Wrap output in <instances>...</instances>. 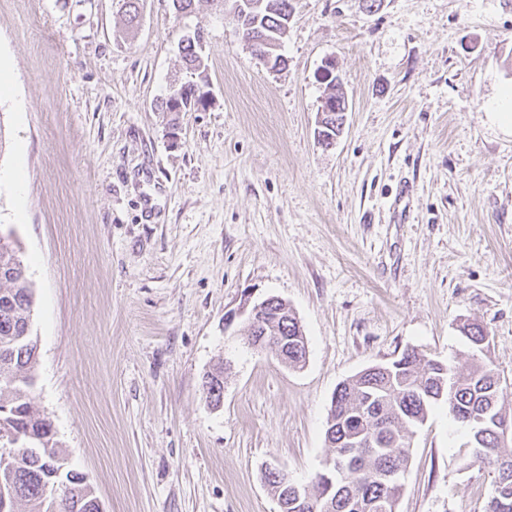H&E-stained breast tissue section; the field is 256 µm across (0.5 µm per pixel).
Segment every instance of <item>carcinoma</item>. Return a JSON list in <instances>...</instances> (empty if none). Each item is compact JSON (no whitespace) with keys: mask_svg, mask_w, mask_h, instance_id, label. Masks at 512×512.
Listing matches in <instances>:
<instances>
[{"mask_svg":"<svg viewBox=\"0 0 512 512\" xmlns=\"http://www.w3.org/2000/svg\"><path fill=\"white\" fill-rule=\"evenodd\" d=\"M291 15L290 0H264L241 21L253 38L282 41ZM179 51L191 79L176 89L182 111L207 105L206 69L198 43L184 38ZM334 102L328 124L345 109L344 96L330 85ZM10 237L0 242V512H97L96 496L84 476L64 466L52 422L32 405L37 343L31 335L34 291L24 261ZM461 332L473 349L471 365L457 372L415 348L388 363L370 366L336 388L330 416L336 430L326 433L333 458L354 442L343 464L332 474L323 469L301 491L266 475L281 512H396L402 485L388 474L405 470L414 429L423 425L440 402L448 416L466 427L473 443L466 465L487 467L494 474L485 512H512V412L500 402L501 376L487 359L486 330L468 324ZM288 365L306 361L301 327L288 318ZM20 435V443L10 440Z\"/></svg>","mask_w":512,"mask_h":512,"instance_id":"cac0c4a2","label":"carcinoma"}]
</instances>
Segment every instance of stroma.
Masks as SVG:
<instances>
[{
    "instance_id": "obj_1",
    "label": "stroma",
    "mask_w": 512,
    "mask_h": 512,
    "mask_svg": "<svg viewBox=\"0 0 512 512\" xmlns=\"http://www.w3.org/2000/svg\"><path fill=\"white\" fill-rule=\"evenodd\" d=\"M291 2L272 70L210 0H141L132 25L122 0H0V228L34 283L33 404L104 512H279L263 473L322 470L338 384L408 348L467 368L464 323L512 408V0ZM198 29L208 104L173 117ZM330 58L349 109L326 147ZM271 295L303 366L248 343L241 309ZM468 442L438 404L397 512H484Z\"/></svg>"
}]
</instances>
